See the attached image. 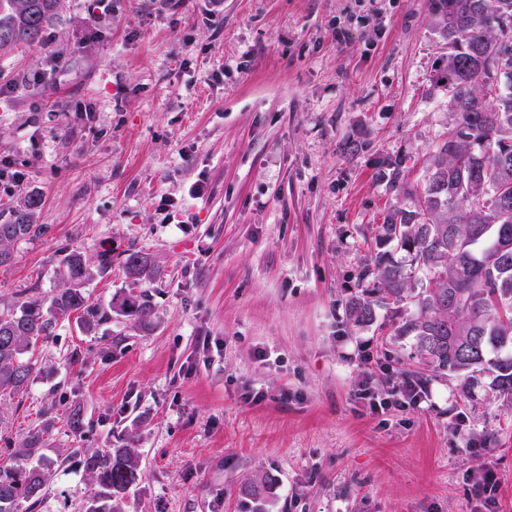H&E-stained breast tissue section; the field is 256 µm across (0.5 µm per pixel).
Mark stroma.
<instances>
[{"label":"stroma","instance_id":"stroma-1","mask_svg":"<svg viewBox=\"0 0 512 512\" xmlns=\"http://www.w3.org/2000/svg\"><path fill=\"white\" fill-rule=\"evenodd\" d=\"M446 53L428 0H66L43 45L0 56V210L37 194L48 228L0 267V306L58 288L64 249L111 251L94 303L131 288L128 253L158 269L147 325L59 321L24 394L0 397V462L44 424L41 465L66 461L42 512L86 491L73 449L130 437L127 512H244L262 473L268 512H483L488 469L512 512L491 376L468 399L431 378L382 414L355 397L422 367L390 313L355 327L347 302L388 209L414 206L387 162L423 183L452 122L432 83ZM272 479L265 476H255L244 481L239 489V497L247 504H255L252 512L264 511L262 506L270 500Z\"/></svg>","mask_w":512,"mask_h":512}]
</instances>
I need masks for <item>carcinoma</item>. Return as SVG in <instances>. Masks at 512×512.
Wrapping results in <instances>:
<instances>
[{
  "label": "carcinoma",
  "instance_id": "obj_1",
  "mask_svg": "<svg viewBox=\"0 0 512 512\" xmlns=\"http://www.w3.org/2000/svg\"><path fill=\"white\" fill-rule=\"evenodd\" d=\"M63 0H0V53L43 41L55 27ZM431 25L448 47V64L434 80L448 87L453 124L428 160L420 187L405 180L401 164H388L390 189L415 199L412 210L393 208L378 227L376 253L361 281L369 295L348 302L355 326L377 319V309L400 312L406 301L416 314L395 323L398 336H410L423 364L463 380L470 394L475 375L494 374L503 404L512 407V0H429ZM40 198L28 194L9 207L0 223V266L10 262L11 246L46 233L35 223ZM408 253V262L393 250ZM63 288L48 299L17 293L0 310V394L18 395L34 372L38 343L73 312L84 314L91 330L112 314L146 323L151 313L147 291L113 295L106 305L89 301L82 285L112 270V254L91 270L72 250L59 260ZM133 283L150 282L156 271L147 257L133 252L125 260ZM45 428L31 430L17 455L37 454ZM83 454L90 483L81 512H125L127 491L141 478V453L132 441L117 448ZM52 473L13 461L0 464V512H36L50 487ZM272 479L244 481L239 497L262 512Z\"/></svg>",
  "mask_w": 512,
  "mask_h": 512
}]
</instances>
